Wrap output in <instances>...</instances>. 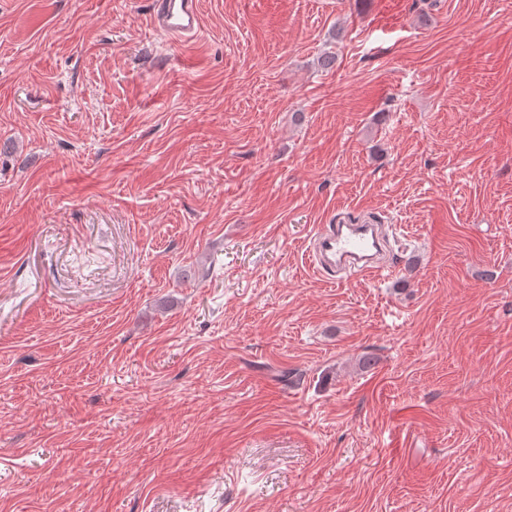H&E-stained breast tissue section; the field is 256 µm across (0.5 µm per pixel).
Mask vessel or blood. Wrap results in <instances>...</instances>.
Segmentation results:
<instances>
[{
	"label": "vessel or blood",
	"mask_w": 512,
	"mask_h": 512,
	"mask_svg": "<svg viewBox=\"0 0 512 512\" xmlns=\"http://www.w3.org/2000/svg\"><path fill=\"white\" fill-rule=\"evenodd\" d=\"M153 27L168 40H197L201 33L198 0H154ZM312 268L325 279L339 275L379 276L390 271L384 225L374 222L323 224L308 250Z\"/></svg>",
	"instance_id": "b4317fda"
}]
</instances>
